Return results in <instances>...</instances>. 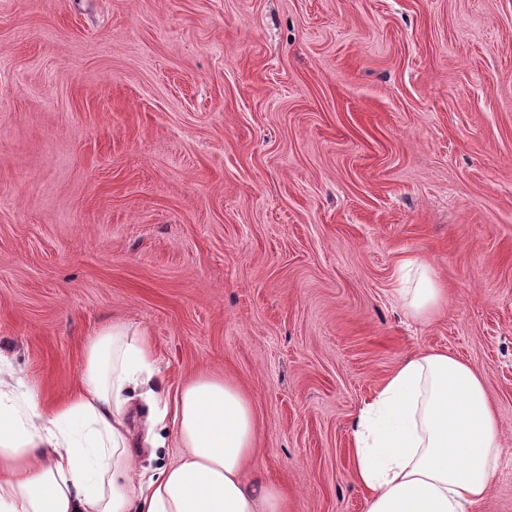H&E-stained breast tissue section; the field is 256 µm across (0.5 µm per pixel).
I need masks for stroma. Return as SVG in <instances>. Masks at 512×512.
<instances>
[{
	"mask_svg": "<svg viewBox=\"0 0 512 512\" xmlns=\"http://www.w3.org/2000/svg\"><path fill=\"white\" fill-rule=\"evenodd\" d=\"M115 321L169 392L236 381L288 512H366L355 416L448 352L512 512V0H0V351L62 402ZM400 288H396L404 313L414 319H430L438 315L445 303V288L429 265L416 259H403Z\"/></svg>",
	"mask_w": 512,
	"mask_h": 512,
	"instance_id": "stroma-1",
	"label": "stroma"
}]
</instances>
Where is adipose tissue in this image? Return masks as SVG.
Here are the masks:
<instances>
[{"label": "adipose tissue", "instance_id": "obj_1", "mask_svg": "<svg viewBox=\"0 0 512 512\" xmlns=\"http://www.w3.org/2000/svg\"><path fill=\"white\" fill-rule=\"evenodd\" d=\"M399 269L404 313L438 315L445 290L431 267L405 259ZM159 373L145 331L118 322L86 345L79 392L49 406L0 352V512H287L280 487L244 476L258 453L257 424L236 382L200 376L167 410L152 385ZM136 387L166 436L133 435ZM352 437L366 512H473L502 451L481 376L435 350L407 357L381 382ZM169 442L181 457L136 476L138 448Z\"/></svg>", "mask_w": 512, "mask_h": 512}]
</instances>
